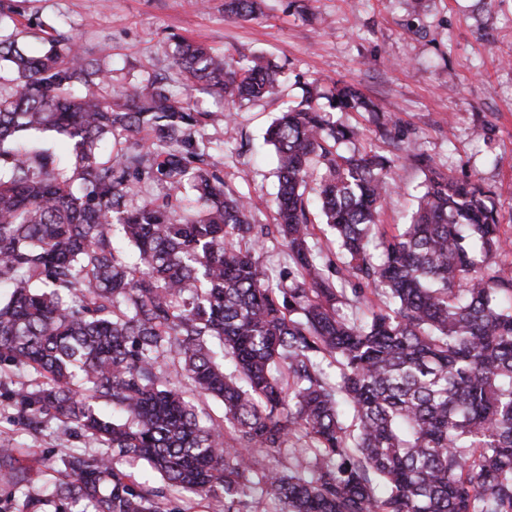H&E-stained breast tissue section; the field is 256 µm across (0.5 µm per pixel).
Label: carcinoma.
Listing matches in <instances>:
<instances>
[{"instance_id": "1", "label": "carcinoma", "mask_w": 512, "mask_h": 512, "mask_svg": "<svg viewBox=\"0 0 512 512\" xmlns=\"http://www.w3.org/2000/svg\"><path fill=\"white\" fill-rule=\"evenodd\" d=\"M224 11L252 19L259 4ZM5 17L0 0V375L32 379L0 382V400L19 430L55 420L98 451L58 455L38 485L24 449L1 443L0 512H186L165 507L170 487L221 512H512V274L480 184L430 171L387 236L394 160L340 154L359 130L329 113L377 106L313 83L266 131L276 223L256 224L196 143L209 113L152 78L111 86L65 33L27 52ZM173 61L228 112L279 82L269 60L181 38ZM25 132L56 133L68 157L7 146ZM312 183L334 260L312 243ZM181 189L197 209L172 203ZM268 238L286 283L255 257Z\"/></svg>"}]
</instances>
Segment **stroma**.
Instances as JSON below:
<instances>
[{"label":"stroma","mask_w":512,"mask_h":512,"mask_svg":"<svg viewBox=\"0 0 512 512\" xmlns=\"http://www.w3.org/2000/svg\"><path fill=\"white\" fill-rule=\"evenodd\" d=\"M22 41L72 35L89 57L109 44L116 86L170 71L171 39L185 37L236 58L265 55L281 66L272 94L237 108L230 123L201 134L226 188L250 197L255 223L273 221L275 163L263 135L285 104L315 80L342 81L379 108L333 111L361 129L344 152L397 156L380 222L396 234L415 210L429 169L480 183L504 236L512 238V0H265L252 21L227 16L224 0H8ZM0 406V440L24 444L43 468L52 436L16 430Z\"/></svg>","instance_id":"35a3bbf8"}]
</instances>
